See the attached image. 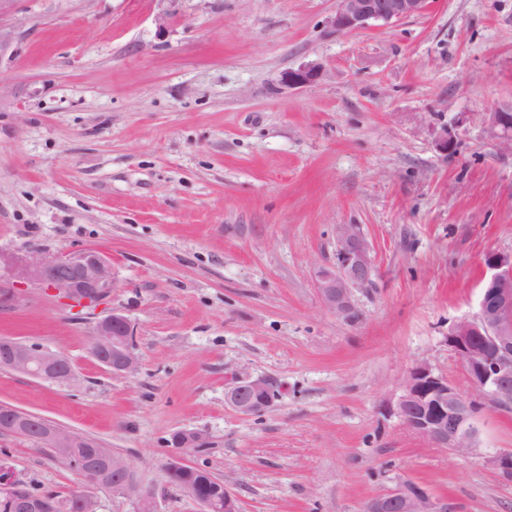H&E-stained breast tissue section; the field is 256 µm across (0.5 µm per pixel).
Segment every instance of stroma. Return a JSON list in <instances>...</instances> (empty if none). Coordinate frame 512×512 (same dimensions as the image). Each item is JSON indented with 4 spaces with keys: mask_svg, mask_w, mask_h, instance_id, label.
Wrapping results in <instances>:
<instances>
[{
    "mask_svg": "<svg viewBox=\"0 0 512 512\" xmlns=\"http://www.w3.org/2000/svg\"><path fill=\"white\" fill-rule=\"evenodd\" d=\"M335 9L18 0L0 24V252L95 248L117 279L92 308L19 286L0 337L63 353L76 380L0 369V405L125 457L158 512H199L168 478L173 456L228 481L240 512H362L402 481L454 512H512V482L485 460L512 448V411L480 410V459L394 413L419 362L470 392L448 329L476 312L485 256L512 252V154L485 117L512 102V0H430L351 33L329 29ZM315 64L314 83L285 82ZM340 224L378 270L352 322L315 282ZM115 309L135 330L131 376L89 350ZM240 377L273 382L264 412L225 404ZM179 430L206 433L208 452L172 448ZM0 451L40 489L134 512L34 441L0 434Z\"/></svg>",
    "mask_w": 512,
    "mask_h": 512,
    "instance_id": "stroma-1",
    "label": "stroma"
}]
</instances>
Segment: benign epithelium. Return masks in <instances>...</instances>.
<instances>
[{
  "mask_svg": "<svg viewBox=\"0 0 512 512\" xmlns=\"http://www.w3.org/2000/svg\"><path fill=\"white\" fill-rule=\"evenodd\" d=\"M328 19L335 32H353L374 22L391 24L425 12L429 0H336ZM319 67L306 66L285 73L291 86L314 82ZM487 123L498 147L512 154V102L488 113ZM476 313L454 323L448 330V345L462 363L473 393L465 394L424 363L415 365L403 381L396 413L411 431L437 448H449L463 456L479 455L475 427L477 401L498 410L512 409V253H490ZM376 267L368 242L356 224L336 227V263L316 271V285L325 309L346 322L358 315L354 290L375 280ZM31 284L44 288L74 307L92 306L117 287L108 258L86 248L65 255L29 251L11 263L7 277L0 280V304L13 299L12 288ZM92 355L112 373L133 375L138 369L133 329L119 309L100 319L94 329ZM0 369L20 372L44 382L69 384L74 375L68 359L60 352L37 344L0 339ZM273 383L266 378H239L224 395L225 404L242 415H255L274 399ZM0 434L32 435L58 449L70 469L84 474L89 486H101L119 494L132 492L135 512H156L154 494L136 485L134 471L122 456L88 436L67 431L44 418L12 406H0ZM175 448H197L208 438L196 431H177L171 437ZM95 447L93 459L64 454L67 448ZM498 474L512 481V449L488 458ZM25 476L7 458L0 459V492L21 487ZM363 512H451L448 501L433 497L413 482H400L387 493L368 500Z\"/></svg>",
  "mask_w": 512,
  "mask_h": 512,
  "instance_id": "1",
  "label": "benign epithelium"
}]
</instances>
